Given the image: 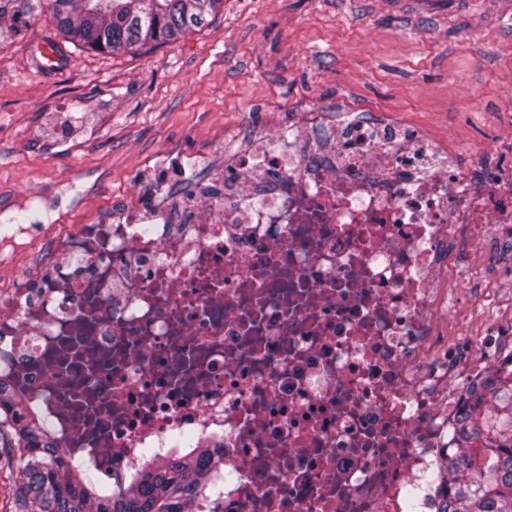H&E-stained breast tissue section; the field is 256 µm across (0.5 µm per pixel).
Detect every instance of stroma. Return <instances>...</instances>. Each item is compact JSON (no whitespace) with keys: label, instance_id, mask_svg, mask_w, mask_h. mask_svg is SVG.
<instances>
[{"label":"stroma","instance_id":"1","mask_svg":"<svg viewBox=\"0 0 512 512\" xmlns=\"http://www.w3.org/2000/svg\"><path fill=\"white\" fill-rule=\"evenodd\" d=\"M56 37L44 13L0 48L4 211L55 197L56 223L91 224L123 204H186L223 180L238 138L312 103L512 167V0H221L174 42L115 55L66 44L47 70L39 46ZM451 286L449 337L479 333L486 296L512 312V253Z\"/></svg>","mask_w":512,"mask_h":512}]
</instances>
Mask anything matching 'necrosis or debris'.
<instances>
[{"mask_svg":"<svg viewBox=\"0 0 512 512\" xmlns=\"http://www.w3.org/2000/svg\"><path fill=\"white\" fill-rule=\"evenodd\" d=\"M0 280V382L64 457L127 490L205 447L223 512H437L471 387L512 373V320L439 330L456 248H512V177L375 114L253 133L223 192L49 236Z\"/></svg>","mask_w":512,"mask_h":512,"instance_id":"necrosis-or-debris-1","label":"necrosis or debris"}]
</instances>
